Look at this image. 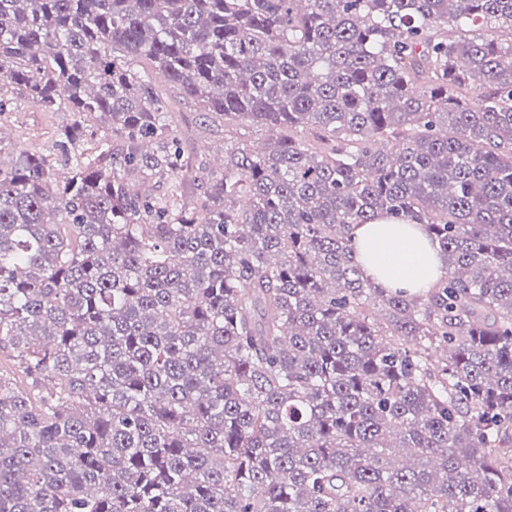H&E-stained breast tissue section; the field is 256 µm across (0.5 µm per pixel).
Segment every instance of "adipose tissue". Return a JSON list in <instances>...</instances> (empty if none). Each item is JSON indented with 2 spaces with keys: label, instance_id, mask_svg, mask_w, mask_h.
<instances>
[{
  "label": "adipose tissue",
  "instance_id": "1",
  "mask_svg": "<svg viewBox=\"0 0 512 512\" xmlns=\"http://www.w3.org/2000/svg\"><path fill=\"white\" fill-rule=\"evenodd\" d=\"M352 241L365 276L384 290L423 294L442 271L437 244L412 221L382 214L355 226Z\"/></svg>",
  "mask_w": 512,
  "mask_h": 512
}]
</instances>
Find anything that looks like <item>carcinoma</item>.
<instances>
[{"label":"carcinoma","instance_id":"cac0c4a2","mask_svg":"<svg viewBox=\"0 0 512 512\" xmlns=\"http://www.w3.org/2000/svg\"><path fill=\"white\" fill-rule=\"evenodd\" d=\"M504 29L512 0H0V512H512ZM159 75L263 149L186 155ZM18 96L77 119L16 155ZM381 212L438 243L427 298L363 278Z\"/></svg>","mask_w":512,"mask_h":512}]
</instances>
